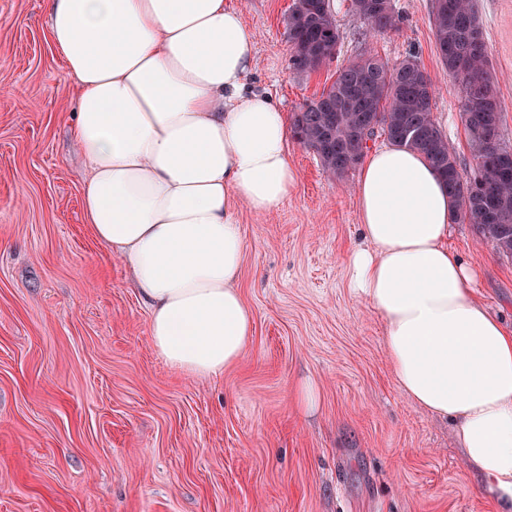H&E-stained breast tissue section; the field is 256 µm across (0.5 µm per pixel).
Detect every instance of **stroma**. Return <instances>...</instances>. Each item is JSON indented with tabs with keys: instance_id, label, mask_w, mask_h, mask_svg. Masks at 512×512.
I'll use <instances>...</instances> for the list:
<instances>
[{
	"instance_id": "35a3bbf8",
	"label": "stroma",
	"mask_w": 512,
	"mask_h": 512,
	"mask_svg": "<svg viewBox=\"0 0 512 512\" xmlns=\"http://www.w3.org/2000/svg\"><path fill=\"white\" fill-rule=\"evenodd\" d=\"M227 2L254 33L247 86L289 114L349 61L415 58L472 173L434 0H394L403 22L388 34L367 33L350 0H334L336 57L315 72L290 61L292 0ZM474 3L512 146V0ZM76 87L45 0H0V512H491L454 425L398 391L383 320L348 287L345 255L363 243L358 170L333 175L289 139L288 201L239 215L254 336L236 366L186 376L156 354L127 270L83 221ZM448 246L512 326V260L458 221ZM304 378L321 394L308 414L294 401Z\"/></svg>"
}]
</instances>
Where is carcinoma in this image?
<instances>
[{"label": "carcinoma", "instance_id": "cac0c4a2", "mask_svg": "<svg viewBox=\"0 0 512 512\" xmlns=\"http://www.w3.org/2000/svg\"><path fill=\"white\" fill-rule=\"evenodd\" d=\"M351 9L376 33L400 29L393 0H351ZM291 64L302 72L321 68L338 45L339 31L329 0H297L285 18ZM435 40L448 74L464 93L462 121L477 160V173L463 177L453 150L435 123L433 84L413 58L391 64L367 55L336 70L320 96L302 104L292 119L306 147L326 138L322 163L333 174L354 169L376 134L423 154L448 184L457 217L472 224L501 255L512 257V154L502 141L504 105L488 67L487 48L472 0H435Z\"/></svg>", "mask_w": 512, "mask_h": 512}]
</instances>
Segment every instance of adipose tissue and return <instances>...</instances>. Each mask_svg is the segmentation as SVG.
<instances>
[{
    "mask_svg": "<svg viewBox=\"0 0 512 512\" xmlns=\"http://www.w3.org/2000/svg\"><path fill=\"white\" fill-rule=\"evenodd\" d=\"M46 13L77 79L84 221L147 303L157 354L187 376L221 373L254 331L239 211L275 213L297 181L286 113L244 85L254 35L226 0H46ZM356 197L366 245L345 259L349 286L384 321L396 386L455 424L497 512H512V328L448 248L455 201L395 145L364 157Z\"/></svg>",
    "mask_w": 512,
    "mask_h": 512,
    "instance_id": "adipose-tissue-1",
    "label": "adipose tissue"
}]
</instances>
